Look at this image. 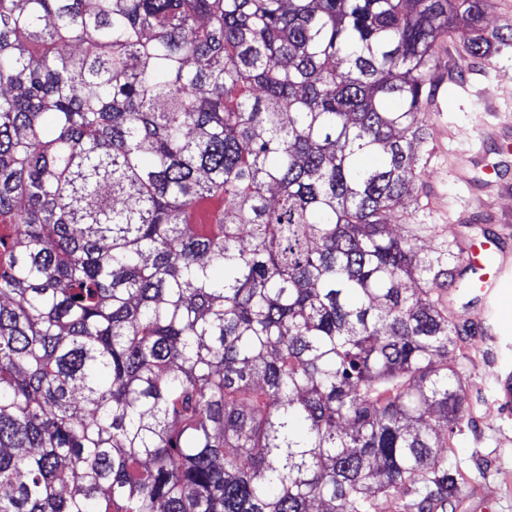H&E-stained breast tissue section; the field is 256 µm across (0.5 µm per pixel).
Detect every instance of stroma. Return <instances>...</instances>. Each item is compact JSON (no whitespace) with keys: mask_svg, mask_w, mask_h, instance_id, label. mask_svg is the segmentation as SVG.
I'll return each mask as SVG.
<instances>
[{"mask_svg":"<svg viewBox=\"0 0 512 512\" xmlns=\"http://www.w3.org/2000/svg\"><path fill=\"white\" fill-rule=\"evenodd\" d=\"M431 79L437 90L423 221L449 237L464 221L492 230L501 239L494 264L512 266V53L491 68L443 56ZM499 328L494 356L462 366L478 415L457 433L451 459L460 473H480L481 484L447 512H512V412L501 410L496 391L498 375L512 372V294L500 300Z\"/></svg>","mask_w":512,"mask_h":512,"instance_id":"35a3bbf8","label":"stroma"}]
</instances>
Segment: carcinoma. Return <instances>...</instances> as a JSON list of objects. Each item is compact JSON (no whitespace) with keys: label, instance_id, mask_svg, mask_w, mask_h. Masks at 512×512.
I'll use <instances>...</instances> for the list:
<instances>
[{"label":"carcinoma","instance_id":"cac0c4a2","mask_svg":"<svg viewBox=\"0 0 512 512\" xmlns=\"http://www.w3.org/2000/svg\"><path fill=\"white\" fill-rule=\"evenodd\" d=\"M493 7L0 0V512L474 491L448 354L494 338L471 237L419 216L429 74L512 48Z\"/></svg>","mask_w":512,"mask_h":512}]
</instances>
